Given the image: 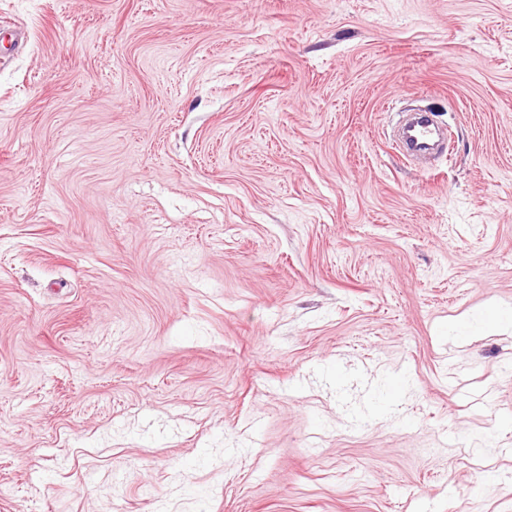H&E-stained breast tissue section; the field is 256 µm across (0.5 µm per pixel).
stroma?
Wrapping results in <instances>:
<instances>
[{
  "label": "stroma",
  "instance_id": "35a3bbf8",
  "mask_svg": "<svg viewBox=\"0 0 512 512\" xmlns=\"http://www.w3.org/2000/svg\"><path fill=\"white\" fill-rule=\"evenodd\" d=\"M2 17L0 512H512V0Z\"/></svg>",
  "mask_w": 512,
  "mask_h": 512
}]
</instances>
